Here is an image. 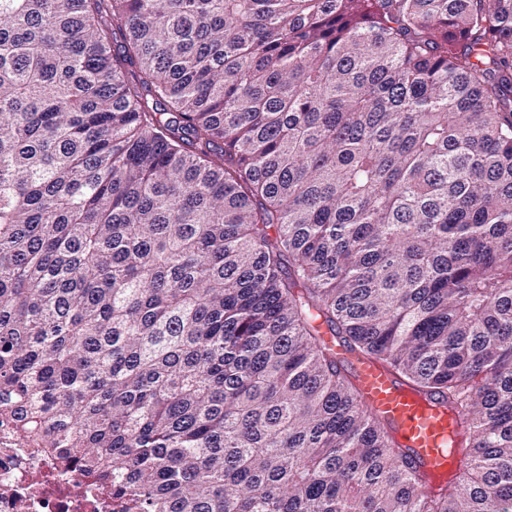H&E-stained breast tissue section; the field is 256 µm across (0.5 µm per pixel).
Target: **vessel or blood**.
Wrapping results in <instances>:
<instances>
[{"label": "vessel or blood", "mask_w": 512, "mask_h": 512, "mask_svg": "<svg viewBox=\"0 0 512 512\" xmlns=\"http://www.w3.org/2000/svg\"><path fill=\"white\" fill-rule=\"evenodd\" d=\"M336 354L346 361L366 409L387 423L425 482L426 494L446 487L458 465V450L471 436L458 409L446 398L417 392L385 365Z\"/></svg>", "instance_id": "1"}]
</instances>
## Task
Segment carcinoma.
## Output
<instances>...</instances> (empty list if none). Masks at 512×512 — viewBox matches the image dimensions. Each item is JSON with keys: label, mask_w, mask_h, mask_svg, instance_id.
Instances as JSON below:
<instances>
[{"label": "carcinoma", "mask_w": 512, "mask_h": 512, "mask_svg": "<svg viewBox=\"0 0 512 512\" xmlns=\"http://www.w3.org/2000/svg\"><path fill=\"white\" fill-rule=\"evenodd\" d=\"M0 416L122 512H512V0H0ZM324 338L347 363L366 409L388 424L414 463L426 494L440 493L456 473L458 448L472 441L459 410L446 398L417 392L385 365L351 357L330 336Z\"/></svg>", "instance_id": "obj_1"}]
</instances>
